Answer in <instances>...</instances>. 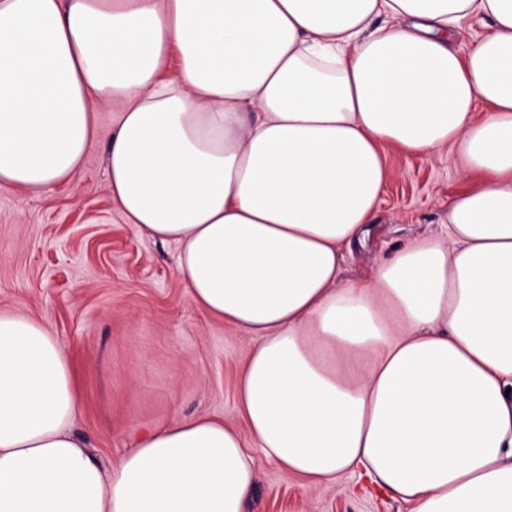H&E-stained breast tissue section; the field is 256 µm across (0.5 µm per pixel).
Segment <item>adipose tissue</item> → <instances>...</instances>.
Masks as SVG:
<instances>
[{"label":"adipose tissue","instance_id":"ef3b65f1","mask_svg":"<svg viewBox=\"0 0 512 512\" xmlns=\"http://www.w3.org/2000/svg\"><path fill=\"white\" fill-rule=\"evenodd\" d=\"M107 111L125 223L252 341L235 420L142 432L102 470L65 347L0 311V512H244L261 458L409 512H512V0H0V187L72 182ZM386 145L476 182L346 283Z\"/></svg>","mask_w":512,"mask_h":512}]
</instances>
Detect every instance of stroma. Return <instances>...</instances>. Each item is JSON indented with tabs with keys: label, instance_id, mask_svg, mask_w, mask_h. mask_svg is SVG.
Listing matches in <instances>:
<instances>
[{
	"label": "stroma",
	"instance_id": "35a3bbf8",
	"mask_svg": "<svg viewBox=\"0 0 512 512\" xmlns=\"http://www.w3.org/2000/svg\"><path fill=\"white\" fill-rule=\"evenodd\" d=\"M105 112L82 173L36 196L0 189V310L45 318L71 357L80 394L74 433L102 467L137 432L206 414L234 417V377L247 337L187 297L174 246L125 223L108 190ZM392 172L374 241L342 264L346 282L367 280L378 253L429 235L448 221V202L471 183L452 155L387 149ZM365 479L310 490L259 461L245 512H407Z\"/></svg>",
	"mask_w": 512,
	"mask_h": 512
}]
</instances>
